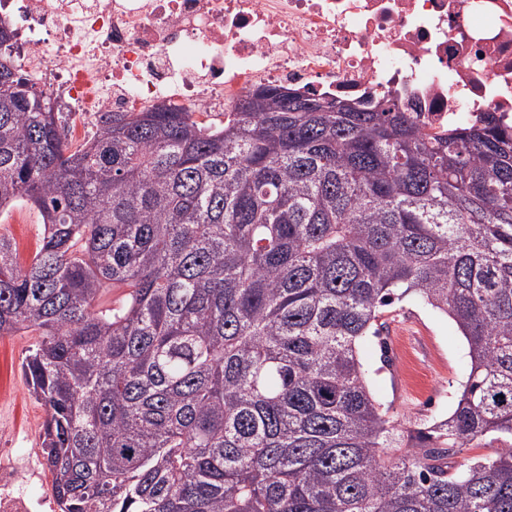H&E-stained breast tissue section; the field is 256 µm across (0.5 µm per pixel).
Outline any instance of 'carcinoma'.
<instances>
[{"instance_id": "carcinoma-1", "label": "carcinoma", "mask_w": 512, "mask_h": 512, "mask_svg": "<svg viewBox=\"0 0 512 512\" xmlns=\"http://www.w3.org/2000/svg\"><path fill=\"white\" fill-rule=\"evenodd\" d=\"M0 17V336L47 408L60 512H512V136L440 134L391 93L323 110L262 85L224 119L156 104L72 112L18 69ZM125 289L113 305L110 287ZM409 294L470 371L445 420L403 431L356 344ZM501 448L452 473L474 442ZM40 225L36 211L26 205L0 214V234L8 235L16 243L20 265H26L32 258L41 237Z\"/></svg>"}]
</instances>
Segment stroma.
<instances>
[{
    "label": "stroma",
    "mask_w": 512,
    "mask_h": 512,
    "mask_svg": "<svg viewBox=\"0 0 512 512\" xmlns=\"http://www.w3.org/2000/svg\"><path fill=\"white\" fill-rule=\"evenodd\" d=\"M16 244L17 261L27 264L41 237L36 211L14 207L0 214V234ZM383 339L357 344L373 395L402 426L415 428L452 413L460 384L469 370L467 346L456 324L415 299L388 307ZM32 339L0 336V448L24 455L40 451L47 417L30 394L20 364Z\"/></svg>",
    "instance_id": "1"
}]
</instances>
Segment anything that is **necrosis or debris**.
<instances>
[{
	"mask_svg": "<svg viewBox=\"0 0 512 512\" xmlns=\"http://www.w3.org/2000/svg\"><path fill=\"white\" fill-rule=\"evenodd\" d=\"M16 63L81 121L163 103L224 112L269 82L413 103L429 133L494 113L512 134V0H0ZM195 46L185 56L187 46ZM35 466L0 462V512Z\"/></svg>",
	"mask_w": 512,
	"mask_h": 512,
	"instance_id": "4bbe7bcc",
	"label": "necrosis or debris"
}]
</instances>
